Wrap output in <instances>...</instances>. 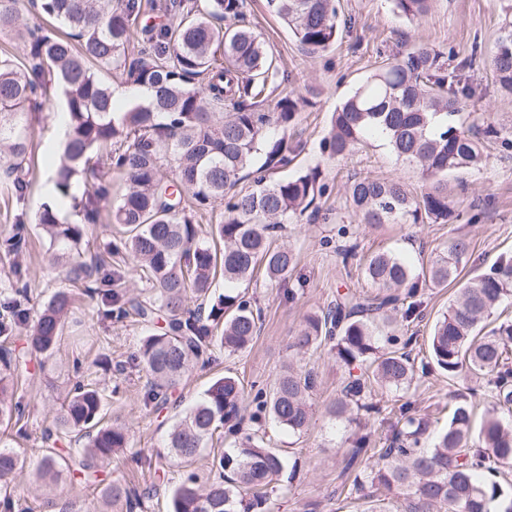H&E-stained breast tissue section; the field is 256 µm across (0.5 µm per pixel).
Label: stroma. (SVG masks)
Wrapping results in <instances>:
<instances>
[{
    "instance_id": "obj_1",
    "label": "stroma",
    "mask_w": 512,
    "mask_h": 512,
    "mask_svg": "<svg viewBox=\"0 0 512 512\" xmlns=\"http://www.w3.org/2000/svg\"><path fill=\"white\" fill-rule=\"evenodd\" d=\"M506 4L507 0H434L422 20L410 22L394 12L390 0H336L339 14L347 18L349 26L332 50L311 54L269 10L266 0H245L244 24L261 36L284 74L280 92H292L306 100L297 124L289 130L290 136L306 144L297 163L319 168L332 192L321 199L318 215H304L298 223L287 225L278 233L276 245L295 248L298 253L297 264L285 281H269L264 272L258 271L250 280L239 283V290L248 292L262 311L261 331L252 346L231 357L214 352L209 364L195 367L186 384L175 391L163 409L145 405L146 379L131 360L147 333L146 327L132 316L121 320L102 318L97 303L84 295L82 287H75V315L56 349L40 361L31 362L34 379L17 388L18 395L30 405V413L23 421L25 436H17L15 427L0 426V446L20 450L27 459L26 467L8 476L7 484L25 495L33 512H42L39 499L28 492L40 462L42 431L51 425L62 400L78 382L105 389L104 424L125 425L132 450L147 453L162 447L179 415L216 378L233 375L249 390L269 386L291 363L312 370L316 376L310 399L313 418L304 433L290 434L268 419L253 421L250 408L242 410L243 435L262 437L266 447L280 449L298 463L294 481L268 493L274 512H363L364 501L351 496L345 486V453L354 436L368 432L378 438L389 434L390 423L383 407L408 402L418 414L430 417L433 431L447 427L448 406L457 386L438 373L414 379L409 387L400 390L375 387L372 401L379 411L362 416L359 422L331 418L326 408L347 378V366L336 359L329 347L299 354L290 349L289 343L305 317L326 309L337 292L374 293L360 264L361 258L370 253L394 252L416 270L457 237L469 240V266L473 269L493 264L499 255L512 254V150L504 151L500 143L501 138L512 139V97L497 92L492 71V53ZM407 44L444 52L452 64L472 58L473 79L481 95L454 121L465 123L470 113H480L501 134L500 139L484 143L489 157L486 166L449 174L448 190L459 210L457 220L451 224L362 223L346 200V183L364 176L396 179L417 196L423 190L417 167L397 161L377 137L367 138L350 156L337 161L328 160L319 149L337 105ZM62 110L61 100L56 99L48 110L30 118L32 158L25 203H17L0 175V233L15 224L20 212L32 215L43 205L55 204L52 176L64 135L58 118ZM343 225L348 227L349 240L358 255L357 260L346 265L336 254L337 229ZM50 254L48 240L38 227H31L20 265L34 289V302L40 304L47 302L61 285L56 270L49 265ZM453 293L450 287L426 289V319L401 327V336L412 340L413 357L428 356L433 325L447 309ZM105 355L122 363V370L97 367L96 359ZM123 476L137 488L150 491L140 512H168L169 495L180 482L182 470L170 467L159 479L135 468L124 471Z\"/></svg>"
}]
</instances>
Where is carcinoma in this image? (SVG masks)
I'll return each instance as SVG.
<instances>
[{"mask_svg": "<svg viewBox=\"0 0 512 512\" xmlns=\"http://www.w3.org/2000/svg\"><path fill=\"white\" fill-rule=\"evenodd\" d=\"M244 0H178L170 21L160 27L137 26L142 0H37L38 14L59 25L23 24L17 0L0 3V32L16 35L13 52L0 54V157L3 173L17 201L29 187V114L42 111L59 95L66 127L63 151L55 170L58 200L83 217L81 224L60 221L46 205L35 223L49 237L52 262L61 265L68 283L86 286L100 297L101 314H134L149 327L164 314L165 327L145 336L134 361L145 371L143 400L162 407L168 393L188 379L206 352L235 355L257 338L261 311L231 284L252 277L256 268L280 282L296 263L289 247L273 246L282 226L305 214L329 186L319 168L300 169L284 179L272 173L295 164L305 150L288 140L304 99L291 93L274 96L279 72L264 42L253 31L225 28L216 20L242 15ZM432 0H392L409 21L426 15ZM309 53L331 50L346 27L335 0H268ZM470 64L451 67L443 53L412 45L376 68L336 108L320 143L322 154L339 160L370 135L386 141L400 161L416 165L425 189L412 196L396 180L358 178L346 186L347 200L366 224H449L457 218L444 179L461 168L486 162L479 134L495 136L491 125L479 129L481 115L467 128L448 123L478 93ZM128 87H147L152 95L119 111L112 72ZM498 90L512 97V3L500 28L493 54ZM109 160L126 185L112 204V181L99 165ZM173 168L174 177L164 173ZM252 170L251 185L237 191L240 175ZM224 205V219L203 231L193 212ZM112 214L122 238L106 254L84 256L80 245L85 225ZM23 216L5 234L4 253L18 256L26 243ZM125 251L132 274L148 281L151 296L141 298L111 289L112 253ZM469 243L453 240L448 249L416 273L402 258L376 252L362 263L365 278L379 288L374 294H339L322 314H311L294 336L300 352L330 345L336 359L361 373L340 388L330 416L359 410L381 412L369 402L373 385L407 387L416 375L435 371L454 381L470 375L488 377L501 408L512 413V322H502L487 336L480 325L504 302L512 300V254L499 257L487 270L460 284L455 297L433 325L429 360L415 366L406 348L397 346V319L423 317L421 297L427 288H446L467 264ZM229 287L212 294L216 273ZM14 295L0 313V336L30 327L29 352L0 348V424L20 422L26 405L9 382L30 375L28 357L52 354L73 313L70 289H58L41 307L31 305L29 285L21 271ZM315 386L313 372L286 368L269 389L252 398V417L272 418L292 434L310 425L307 396ZM104 393L78 383L62 404L54 428L42 439L39 479L55 480L67 472L97 500L123 504L136 512L143 494L133 486L102 479L125 465L130 445L125 428L101 423ZM244 392L237 378L225 375L168 431L163 447L130 456L131 462L155 473L177 462L184 480L171 492L170 512H271L264 489L280 481L285 459L247 437L236 448L220 449L207 462L208 476L195 467L203 448L223 432L236 436ZM391 435L379 448L371 436L357 438L349 463L364 462L350 493L370 486L402 496L400 512H490V504L512 512V483L499 477L512 468V426L486 418L473 432L470 395L460 392L448 427L428 442L427 423L403 403L390 408ZM25 455L0 448V480L25 466ZM0 512H31L10 491L0 494Z\"/></svg>", "mask_w": 512, "mask_h": 512, "instance_id": "obj_1", "label": "carcinoma"}]
</instances>
